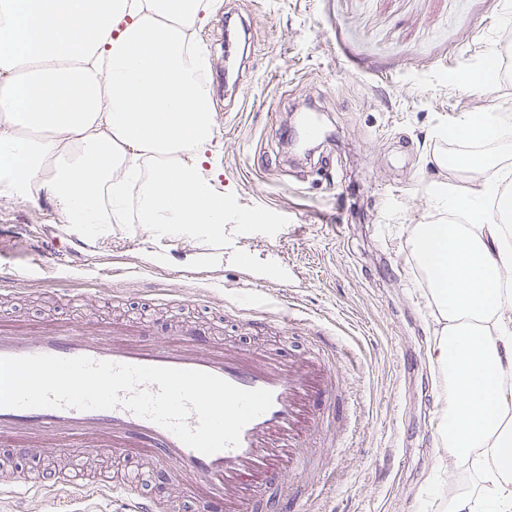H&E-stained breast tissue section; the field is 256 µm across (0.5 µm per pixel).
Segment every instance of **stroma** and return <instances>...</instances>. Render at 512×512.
<instances>
[{"instance_id": "stroma-1", "label": "stroma", "mask_w": 512, "mask_h": 512, "mask_svg": "<svg viewBox=\"0 0 512 512\" xmlns=\"http://www.w3.org/2000/svg\"><path fill=\"white\" fill-rule=\"evenodd\" d=\"M218 15L247 42L222 41ZM507 31L512 0H216L196 41L240 66L211 103L224 234L246 244V257L155 237L132 219L98 239L81 267L46 276L29 235L11 233L0 259L37 282L0 301V321L145 320L163 338L171 320L198 318L214 323L218 341L287 359L335 329L356 360L351 406L336 417L342 452L322 448L301 479L310 512H444L481 479L470 460L444 457L427 415L441 399L437 324L405 241L414 225L463 221L432 195L438 184L465 193L476 180L457 165L472 148L451 150L452 128L479 108L512 114V81L494 78L476 94L456 74L499 57ZM1 224L29 225L63 254L78 239L40 197L0 192ZM245 267L268 286H242ZM206 268L221 284L190 298L191 273ZM161 288L187 295L185 307L168 308ZM248 293L269 308L265 328L225 314ZM128 471L144 494L174 501L173 512H199L192 486L169 471Z\"/></svg>"}]
</instances>
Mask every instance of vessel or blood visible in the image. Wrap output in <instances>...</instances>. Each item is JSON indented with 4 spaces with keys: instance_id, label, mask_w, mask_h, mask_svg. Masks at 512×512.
<instances>
[{
    "instance_id": "b4317fda",
    "label": "vessel or blood",
    "mask_w": 512,
    "mask_h": 512,
    "mask_svg": "<svg viewBox=\"0 0 512 512\" xmlns=\"http://www.w3.org/2000/svg\"><path fill=\"white\" fill-rule=\"evenodd\" d=\"M210 326L185 322L168 340L153 337L150 324L133 327L115 322L94 330L76 320H51L24 326L0 323V357L52 355L86 356L142 366L205 371L247 390L273 394L271 408L247 424L238 447L211 455L181 442L171 431L124 407L82 411L72 408L16 409L0 407V447L25 448L52 455L78 446L91 452L109 450L124 457L139 456L170 469L199 490L202 512H257L263 490L251 484L255 475L268 483L284 473L296 474L308 465L302 431L321 434L341 405L337 369L350 363L348 350L334 336H316L315 354L284 359L271 352L219 348ZM58 477L0 483V493L38 498L53 494ZM100 496H113L120 512H165L160 500L138 493L126 476L91 480Z\"/></svg>"
}]
</instances>
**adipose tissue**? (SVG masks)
Here are the masks:
<instances>
[{"label":"adipose tissue","mask_w":512,"mask_h":512,"mask_svg":"<svg viewBox=\"0 0 512 512\" xmlns=\"http://www.w3.org/2000/svg\"><path fill=\"white\" fill-rule=\"evenodd\" d=\"M212 0H0V191L42 196L86 242L136 201L154 235L224 231L213 191L217 137L203 55L192 37ZM467 143L512 142V117L473 112ZM462 224L414 225L406 245L440 330V444L474 458L486 492L448 512H512V195L496 175L467 193L434 191Z\"/></svg>","instance_id":"1"}]
</instances>
